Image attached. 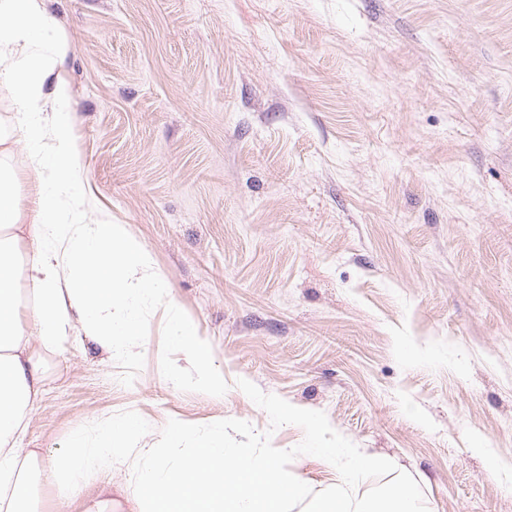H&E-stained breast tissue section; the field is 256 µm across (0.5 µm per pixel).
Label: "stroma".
<instances>
[{"label": "stroma", "mask_w": 512, "mask_h": 512, "mask_svg": "<svg viewBox=\"0 0 512 512\" xmlns=\"http://www.w3.org/2000/svg\"><path fill=\"white\" fill-rule=\"evenodd\" d=\"M90 218L126 225L224 372L157 310L109 360L55 357L24 445L131 410L324 412L429 512H512V0H46ZM167 332L170 341L186 348L189 363L197 370L194 384L213 396L224 395V374L210 360L207 345L200 340L197 325L179 315H168Z\"/></svg>", "instance_id": "obj_1"}]
</instances>
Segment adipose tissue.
<instances>
[{
  "label": "adipose tissue",
  "instance_id": "adipose-tissue-1",
  "mask_svg": "<svg viewBox=\"0 0 512 512\" xmlns=\"http://www.w3.org/2000/svg\"><path fill=\"white\" fill-rule=\"evenodd\" d=\"M67 52L45 0H0V84L13 91L12 126L36 175L31 206L21 210L9 138L0 134V512H114L111 486L84 490L111 468L137 420H111L91 435L75 430L56 454L22 441L65 342L84 336L110 358H132L146 310L173 302L125 225L87 217L69 88L57 76ZM167 332L186 348L195 385L222 396L224 374L197 325L173 314Z\"/></svg>",
  "mask_w": 512,
  "mask_h": 512
}]
</instances>
